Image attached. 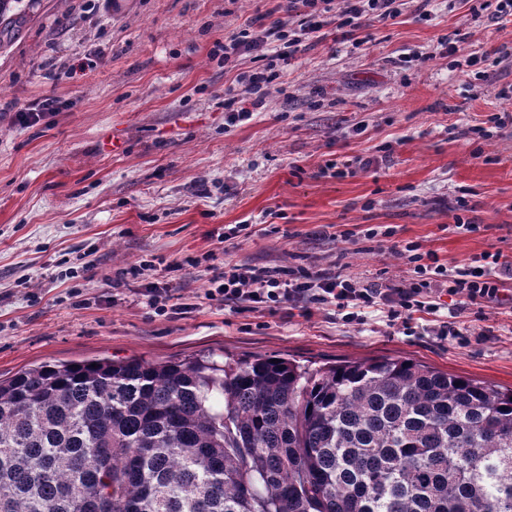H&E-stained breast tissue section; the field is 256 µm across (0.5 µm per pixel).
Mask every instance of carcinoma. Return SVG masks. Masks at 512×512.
<instances>
[{
  "label": "carcinoma",
  "mask_w": 512,
  "mask_h": 512,
  "mask_svg": "<svg viewBox=\"0 0 512 512\" xmlns=\"http://www.w3.org/2000/svg\"><path fill=\"white\" fill-rule=\"evenodd\" d=\"M0 512H512V388L410 358L44 363L0 381Z\"/></svg>",
  "instance_id": "1"
}]
</instances>
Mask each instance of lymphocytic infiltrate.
I'll return each instance as SVG.
<instances>
[{"label":"lymphocytic infiltrate","mask_w":512,"mask_h":512,"mask_svg":"<svg viewBox=\"0 0 512 512\" xmlns=\"http://www.w3.org/2000/svg\"><path fill=\"white\" fill-rule=\"evenodd\" d=\"M279 18L262 30L245 25L224 44V61L249 56L259 67L237 78L224 89L225 121L235 124L250 108L264 105L268 89L279 77L282 64L294 59L303 44L317 36L328 23H335L342 36H352L373 22H386L400 14L398 0H280ZM400 257L412 264L410 278L381 284H365L336 273L300 269L291 273L277 267L225 263L222 273L207 280L206 299L245 309L303 303V316H311L312 305L331 304L345 311L347 321L358 320L362 310H386L390 320L409 323L415 314L438 310L441 295L456 297L458 312L471 306L501 305L505 286L512 280V261L502 252H482L471 262L451 266L440 262L419 243L408 242Z\"/></svg>","instance_id":"lymphocytic-infiltrate-1"}]
</instances>
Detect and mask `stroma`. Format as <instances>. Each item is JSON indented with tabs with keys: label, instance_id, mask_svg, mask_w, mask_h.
I'll use <instances>...</instances> for the list:
<instances>
[{
	"label": "stroma",
	"instance_id": "35a3bbf8",
	"mask_svg": "<svg viewBox=\"0 0 512 512\" xmlns=\"http://www.w3.org/2000/svg\"><path fill=\"white\" fill-rule=\"evenodd\" d=\"M276 4L18 0L0 29L1 379L44 362L262 354L312 367L406 357L512 388L507 306L470 307L443 340L427 314L406 329L380 311L349 323L331 305L309 318L233 309L205 299L192 268L171 275L188 313L160 315L137 297L170 262L207 253L219 272L228 261L314 266L366 283L409 278L390 247L410 241L451 264L512 257V125L487 120L512 110L497 96L512 89V56H491L512 47V24L433 0L427 14L411 2L361 29L363 48L325 27L263 108L225 126L224 89L253 65L228 70L211 53ZM457 31L480 64L461 70L441 55L439 40ZM47 98L56 109L39 123L15 122ZM358 157L373 166L319 174ZM243 222L249 234L217 240ZM140 265L142 278L113 290L118 270Z\"/></svg>",
	"mask_w": 512,
	"mask_h": 512
}]
</instances>
